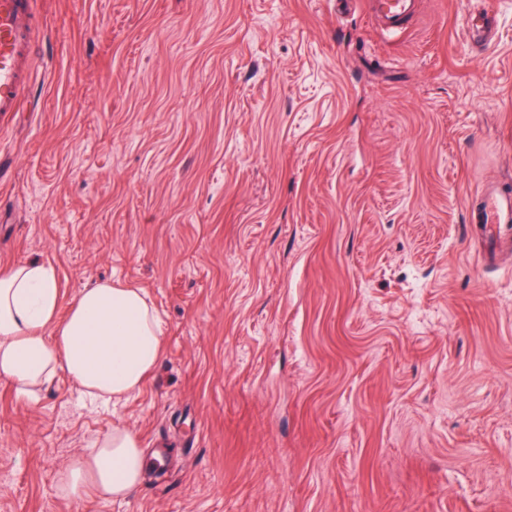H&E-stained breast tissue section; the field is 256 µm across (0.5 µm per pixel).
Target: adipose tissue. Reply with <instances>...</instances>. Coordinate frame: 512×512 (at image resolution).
<instances>
[{
    "mask_svg": "<svg viewBox=\"0 0 512 512\" xmlns=\"http://www.w3.org/2000/svg\"><path fill=\"white\" fill-rule=\"evenodd\" d=\"M60 298L50 265L29 261L0 270V377L27 400L60 373L93 401L138 392L162 349L161 326L146 293L99 281L79 293L62 320ZM145 467L138 437L117 426L69 461L57 489L67 498L91 490L122 500L139 486Z\"/></svg>",
    "mask_w": 512,
    "mask_h": 512,
    "instance_id": "adipose-tissue-1",
    "label": "adipose tissue"
}]
</instances>
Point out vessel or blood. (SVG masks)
I'll return each instance as SVG.
<instances>
[{
  "label": "vessel or blood",
  "mask_w": 512,
  "mask_h": 512,
  "mask_svg": "<svg viewBox=\"0 0 512 512\" xmlns=\"http://www.w3.org/2000/svg\"><path fill=\"white\" fill-rule=\"evenodd\" d=\"M417 0H364L368 15L382 33H403L416 13ZM34 0H0V118L20 111L30 84L27 67L32 52ZM466 39L484 44L493 38L489 13H468L463 27ZM480 223L497 230L512 224V192L496 188L482 190L478 211Z\"/></svg>",
  "instance_id": "b4317fda"
}]
</instances>
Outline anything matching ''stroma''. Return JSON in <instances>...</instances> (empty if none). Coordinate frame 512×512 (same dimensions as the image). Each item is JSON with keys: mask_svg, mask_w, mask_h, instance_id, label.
<instances>
[{"mask_svg": "<svg viewBox=\"0 0 512 512\" xmlns=\"http://www.w3.org/2000/svg\"><path fill=\"white\" fill-rule=\"evenodd\" d=\"M495 15L493 42L464 37ZM0 121V269L59 318L143 289L139 392L0 378V512H512V0H422L383 35L334 0H39ZM170 460L127 499L59 470L112 427ZM465 38L474 44H485L493 38V20L489 12H469L464 19ZM478 221L494 231L512 224V192L497 188L481 191Z\"/></svg>", "mask_w": 512, "mask_h": 512, "instance_id": "stroma-1", "label": "stroma"}]
</instances>
